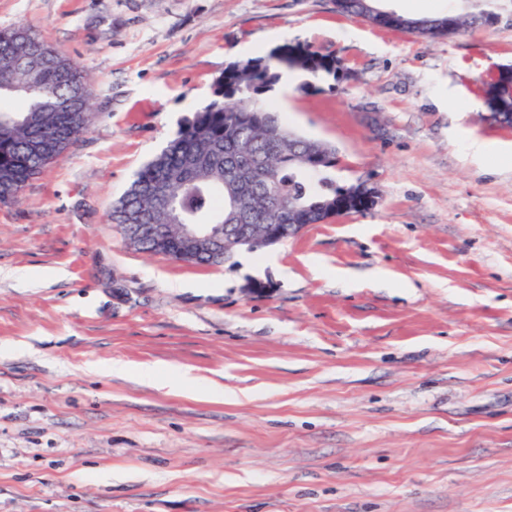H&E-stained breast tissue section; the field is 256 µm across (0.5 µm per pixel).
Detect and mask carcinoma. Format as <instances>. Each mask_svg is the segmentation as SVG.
I'll return each mask as SVG.
<instances>
[{
	"mask_svg": "<svg viewBox=\"0 0 512 512\" xmlns=\"http://www.w3.org/2000/svg\"><path fill=\"white\" fill-rule=\"evenodd\" d=\"M338 11L374 25L427 39L450 36L493 14H445L410 28L409 17L381 9L377 0H335ZM289 71L314 79L338 76L341 61L298 46L284 63L271 55L229 63L212 83L209 102L185 117L173 139L134 174L112 206V223L200 224L216 237L226 224H322L353 185L336 184V148L290 130L269 92ZM495 120L512 125V83L489 103ZM95 120L90 78L27 27L0 29V205L19 202L27 184L60 157ZM165 186L161 196L156 186ZM247 188L240 209L232 199ZM135 250L211 266L233 264L243 244L221 255H189L179 230L145 237Z\"/></svg>",
	"mask_w": 512,
	"mask_h": 512,
	"instance_id": "cac0c4a2",
	"label": "carcinoma"
}]
</instances>
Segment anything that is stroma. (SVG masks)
Listing matches in <instances>:
<instances>
[{"instance_id":"stroma-1","label":"stroma","mask_w":512,"mask_h":512,"mask_svg":"<svg viewBox=\"0 0 512 512\" xmlns=\"http://www.w3.org/2000/svg\"><path fill=\"white\" fill-rule=\"evenodd\" d=\"M479 7L426 40L335 0H0L97 114L0 206V512H512V127L485 105L512 0ZM297 43L344 71L270 98L377 206L231 266L129 248L135 171L230 62Z\"/></svg>"}]
</instances>
